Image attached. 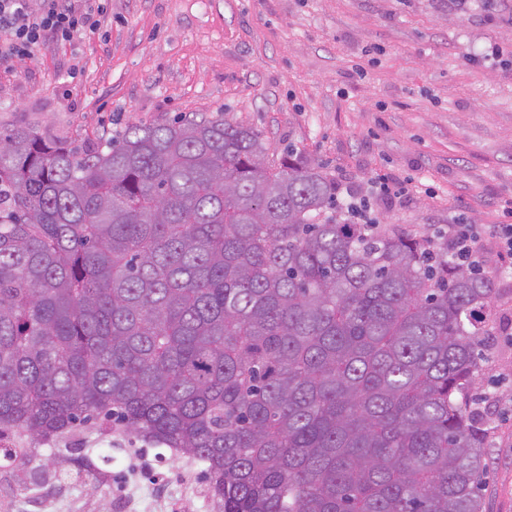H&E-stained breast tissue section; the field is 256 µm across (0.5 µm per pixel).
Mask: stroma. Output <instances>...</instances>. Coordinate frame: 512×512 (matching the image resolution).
<instances>
[{
  "label": "stroma",
  "mask_w": 512,
  "mask_h": 512,
  "mask_svg": "<svg viewBox=\"0 0 512 512\" xmlns=\"http://www.w3.org/2000/svg\"><path fill=\"white\" fill-rule=\"evenodd\" d=\"M98 35L0 68V128L81 145L206 112L294 148L375 223L512 222V0H105ZM388 174L405 195L377 193ZM500 395L486 512H512V334L476 381ZM91 466L0 460V512H219L204 462L76 433Z\"/></svg>",
  "instance_id": "1"
}]
</instances>
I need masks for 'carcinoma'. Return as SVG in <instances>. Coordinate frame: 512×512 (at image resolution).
I'll list each match as a JSON object with an SVG mask.
<instances>
[{
	"instance_id": "obj_1",
	"label": "carcinoma",
	"mask_w": 512,
	"mask_h": 512,
	"mask_svg": "<svg viewBox=\"0 0 512 512\" xmlns=\"http://www.w3.org/2000/svg\"><path fill=\"white\" fill-rule=\"evenodd\" d=\"M495 288L351 224L314 161L198 114L72 147L0 129V436L207 464L220 512H483Z\"/></svg>"
}]
</instances>
